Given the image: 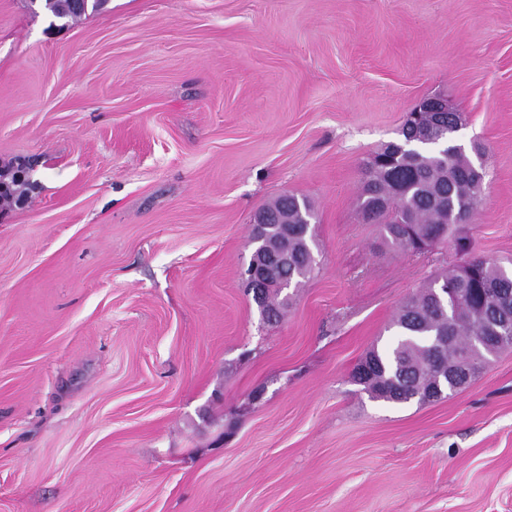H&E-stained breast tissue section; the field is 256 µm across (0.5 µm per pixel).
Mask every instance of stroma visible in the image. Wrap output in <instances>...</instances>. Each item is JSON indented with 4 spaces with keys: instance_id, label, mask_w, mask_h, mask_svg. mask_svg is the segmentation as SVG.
I'll use <instances>...</instances> for the list:
<instances>
[{
    "instance_id": "stroma-1",
    "label": "stroma",
    "mask_w": 512,
    "mask_h": 512,
    "mask_svg": "<svg viewBox=\"0 0 512 512\" xmlns=\"http://www.w3.org/2000/svg\"><path fill=\"white\" fill-rule=\"evenodd\" d=\"M480 146L476 254L512 259V0H0V512H512V347L426 404L352 372L464 260L387 244L366 166L421 100ZM308 199L265 322L252 224ZM107 0H41L42 7L53 18L66 20L65 26L70 20H76L85 16L88 11L97 12L101 10ZM2 186V193H1ZM28 181L19 163L7 162L0 166V203L11 205L22 202L27 194ZM285 210L293 211L297 223H299L295 224L296 221L290 212H286L278 222L283 225L284 237L288 239V252L275 253L267 247H263L254 251L250 259V273L257 282L269 283L274 279L277 270L288 267L287 270L278 275V277H284L282 282L261 291L264 294L262 299L257 300L253 295V299L268 320L280 316L274 301L283 289V285H289V288H298L302 279L311 274L315 264L312 248L314 240L310 233L311 222H309L312 218V208L307 201L299 200L295 195L281 196L259 212L262 214L257 215L255 226L258 230L261 229L265 221L263 214L267 216V224L264 228L263 241L257 242V237L252 235V242L255 245L254 250L279 238L280 225L277 223V219L281 212ZM288 224L291 226L290 232H288ZM305 229L306 234L303 235ZM271 307L277 311V315H271Z\"/></svg>"
}]
</instances>
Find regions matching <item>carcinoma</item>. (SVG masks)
<instances>
[{
  "instance_id": "obj_1",
  "label": "carcinoma",
  "mask_w": 512,
  "mask_h": 512,
  "mask_svg": "<svg viewBox=\"0 0 512 512\" xmlns=\"http://www.w3.org/2000/svg\"><path fill=\"white\" fill-rule=\"evenodd\" d=\"M53 18L73 21L88 12L101 10L106 0H41ZM463 113H440L439 120L425 112L414 123L404 122L401 141L391 142L376 152L368 164L361 209L381 224L386 241L400 249L415 240L431 246L453 239L459 250L468 249L461 229L477 210L483 193V175L465 152L448 151L463 127ZM392 160L378 163L384 153ZM295 213L297 223L288 232V269L279 273L283 281L263 291L257 301L262 314L274 319L271 308L282 287H298L315 264L314 240L310 229L311 205L294 195H284L261 210L267 216L260 248L280 236L277 223L281 212ZM478 269L477 280L461 286L457 315L448 321L447 286L459 284L456 270L444 271L409 295L394 321V341L383 350L371 349L356 367L353 378L372 398L403 404L437 383L448 363H458L475 378L487 364V356L470 349L473 328H483L493 318L491 303L481 288L495 283L512 296V271L501 262L484 256L471 258Z\"/></svg>"
}]
</instances>
